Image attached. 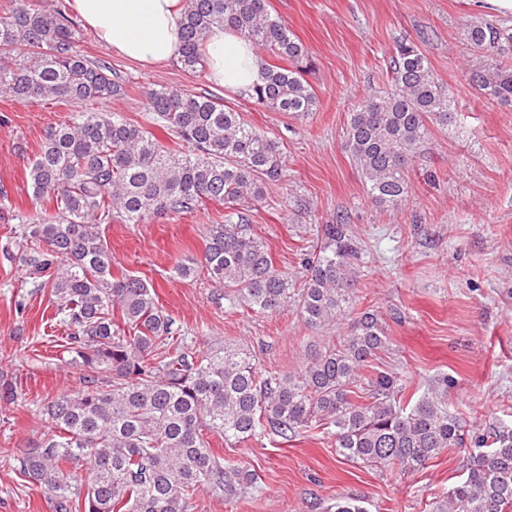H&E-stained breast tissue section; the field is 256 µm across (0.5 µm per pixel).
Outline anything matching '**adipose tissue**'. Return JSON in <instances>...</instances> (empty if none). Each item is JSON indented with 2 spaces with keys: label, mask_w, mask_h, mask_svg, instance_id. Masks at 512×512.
Wrapping results in <instances>:
<instances>
[{
  "label": "adipose tissue",
  "mask_w": 512,
  "mask_h": 512,
  "mask_svg": "<svg viewBox=\"0 0 512 512\" xmlns=\"http://www.w3.org/2000/svg\"><path fill=\"white\" fill-rule=\"evenodd\" d=\"M71 8L113 53L143 67L165 65L180 54L184 0H71ZM205 48L210 82L243 94L262 83V61L237 33L212 28Z\"/></svg>",
  "instance_id": "1"
}]
</instances>
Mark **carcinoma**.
Instances as JSON below:
<instances>
[{"label":"carcinoma","mask_w":512,"mask_h":512,"mask_svg":"<svg viewBox=\"0 0 512 512\" xmlns=\"http://www.w3.org/2000/svg\"><path fill=\"white\" fill-rule=\"evenodd\" d=\"M214 26L268 54L264 81L250 93L257 104L296 117L317 111L306 79L309 52L271 17L267 0H186L183 69H206L205 39ZM76 34L65 0H11L0 15V93L78 107L46 132L31 163L34 197L56 212L19 225L3 246L33 276V287L50 290L67 337L65 363L86 378L83 389L47 404V430L14 452L20 473L54 512H190L201 490L238 498L256 474L224 466L206 434L242 443L268 430L286 440L313 421L327 426L337 456L377 468L410 472L463 448L467 477L449 490L441 512L512 508V430L467 444L448 403V378L404 405L396 373L364 374L388 336L370 309L349 319L358 250L347 225L324 226L319 252L302 259L306 274L297 289L252 236L248 212L281 177L280 142L210 93L147 92L156 124L180 142L176 151L120 115L86 109L124 88L110 67L76 50ZM464 40L501 59L495 73L475 72L470 83L484 98L512 106V28L470 22ZM387 73L389 91L350 112L345 146L370 201L396 210L411 194L408 169L429 124L448 125L453 94L415 42L397 45ZM208 204L231 212L211 225L202 257L176 260L177 278L211 283L229 293L231 306L264 315L294 306L313 329L347 322L343 336L310 353L300 372H262L243 344L189 351L153 286L114 274L100 225L140 224ZM74 465L86 479L71 473ZM333 512L367 509L344 497Z\"/></svg>","instance_id":"1"}]
</instances>
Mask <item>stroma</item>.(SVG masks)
Wrapping results in <instances>:
<instances>
[{
	"mask_svg": "<svg viewBox=\"0 0 512 512\" xmlns=\"http://www.w3.org/2000/svg\"><path fill=\"white\" fill-rule=\"evenodd\" d=\"M308 49L307 79L318 110L296 118L255 105L172 62L145 69L118 57L94 33L79 29L77 49L111 67L127 83L125 96L97 104L145 128L153 115L146 92L164 87L209 91L245 121L278 139L282 176L250 212V230L278 269L300 285L304 254L320 246L324 225L343 219L360 249L355 312L376 311L387 348L374 366L396 369L403 395L419 398L434 380H448V400L469 434L512 429V106L488 101L471 88L472 71L494 72L496 57L463 40L468 21H500L476 0H268ZM421 42L436 76L454 92L448 126L432 128L410 167L412 193L397 210L383 211L366 196L345 148L349 114L387 87L398 43ZM67 101L17 100L0 94V246L11 228L41 216L29 165L49 127L68 118ZM224 209L102 225L116 268L145 278L174 320L189 350L225 340L254 348L259 370L298 372L310 351L343 334L341 326L313 330L294 309L262 316L230 307L219 288L172 274L177 259L202 256L209 225ZM49 289L33 288L25 269L0 254V512H54L19 474L12 456L44 431V405L85 385L79 368L62 362L61 332L51 327ZM225 465L255 473L243 498L227 501L201 491L193 512H325L342 496L362 498L368 512H436L466 476L468 455L448 449L426 468L371 467L339 459L332 439L312 426L283 441L261 434L230 445L210 437Z\"/></svg>",
	"mask_w": 512,
	"mask_h": 512,
	"instance_id": "obj_1",
	"label": "stroma"
}]
</instances>
